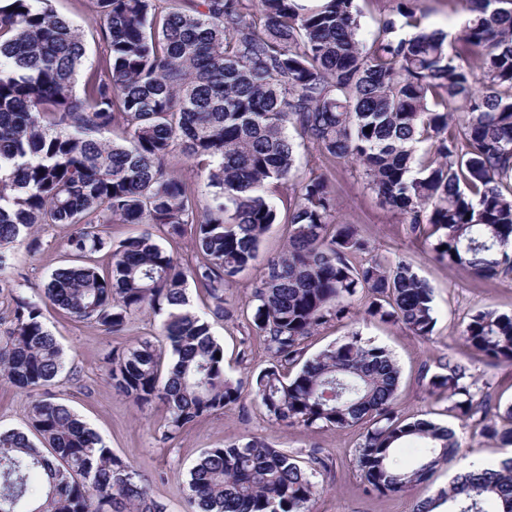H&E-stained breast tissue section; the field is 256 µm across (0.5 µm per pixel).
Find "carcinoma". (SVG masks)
Segmentation results:
<instances>
[{"mask_svg":"<svg viewBox=\"0 0 512 512\" xmlns=\"http://www.w3.org/2000/svg\"><path fill=\"white\" fill-rule=\"evenodd\" d=\"M390 2L367 44L356 0H94L102 52L88 70L82 32L52 0L0 4V268L20 238L38 250L41 226L80 225L75 260L51 274L45 303L112 334L135 314L163 316L164 348L146 340L114 356L117 393L164 404L168 435L247 398L279 425H364L355 464L378 495L428 480L461 442L448 425L399 414V367L359 332L305 357L321 329L355 317L360 291L363 319L425 340L436 324L431 286L339 220L327 175L299 181L288 245L250 300L268 366L226 376L208 318H224V288L276 221L265 191L294 176L291 129L358 169L430 240L435 261L482 280L512 275V0H448L468 13L451 53L447 35L423 32L420 0ZM177 150L205 193L176 171ZM106 224H146L170 241L189 233L201 260L182 264L148 230L114 245ZM105 249L106 276L92 260ZM190 281L208 294L205 316L188 308ZM460 338L475 357L512 364V315L479 311ZM64 368L41 308L16 298L0 379L32 397L37 440L0 431V512H165L137 466L56 401L49 387ZM422 378L461 427L512 446V406L492 404L469 363L442 355ZM410 442L413 465L397 455ZM319 468V451L305 466L255 436L211 448L189 471L187 512H308ZM490 503L512 512V456L456 477L414 512Z\"/></svg>","mask_w":512,"mask_h":512,"instance_id":"obj_1","label":"carcinoma"}]
</instances>
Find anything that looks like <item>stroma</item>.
I'll return each mask as SVG.
<instances>
[{
	"label": "stroma",
	"mask_w": 512,
	"mask_h": 512,
	"mask_svg": "<svg viewBox=\"0 0 512 512\" xmlns=\"http://www.w3.org/2000/svg\"><path fill=\"white\" fill-rule=\"evenodd\" d=\"M325 173L331 183L340 220L355 225L368 238L375 254L389 262L403 261L428 281L433 289L436 326L430 340L412 336L400 323L380 320L335 322L315 336L309 354L336 344L351 331L363 339L388 349L400 368L397 410L404 417L419 415L446 421L445 405L431 399L421 379L424 364L440 355L467 358L460 333L469 316L490 309L512 314V277L482 281L460 269H451L432 260L429 245L409 230L403 216L383 205L349 164L331 162L303 142L295 144V173ZM292 184L279 185L270 196L277 218L264 236L254 265L225 288L226 318L211 323V332L224 348V371L237 379L257 374L268 364V354L251 325L246 303L256 288L267 259L280 254L287 244L288 201ZM76 231L72 224H48L39 231L41 249L30 253L26 242L14 243L11 261L0 269V280L8 282L0 291V323L9 320L15 294L38 301L54 270L71 260L68 240ZM42 320L68 355L65 370L52 387L105 441L113 452L133 462L150 481L151 494L167 512H184L188 472L202 453L250 436L298 458L319 449L327 469L314 477L317 491L310 512H413L415 505L447 488L461 464H496L511 455L512 449L484 438L472 429L460 433L462 448L456 462L439 467L423 483L387 496L368 492L362 473L354 465V453L362 441L363 429L343 431L309 430L273 423L254 401L224 408L182 429L173 439H163L167 411L155 402L137 407L118 395L109 376L112 352L133 348L141 342L157 340L160 318L149 313L132 316L124 330L109 334L99 324L80 321L51 306L42 309ZM32 398L26 391L0 381V430L28 431V411Z\"/></svg>",
	"instance_id": "1"
}]
</instances>
